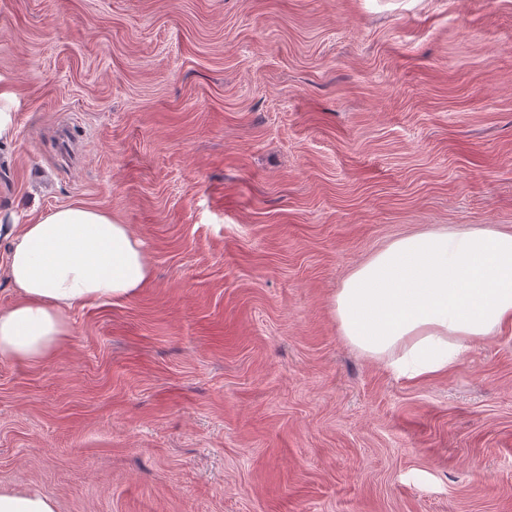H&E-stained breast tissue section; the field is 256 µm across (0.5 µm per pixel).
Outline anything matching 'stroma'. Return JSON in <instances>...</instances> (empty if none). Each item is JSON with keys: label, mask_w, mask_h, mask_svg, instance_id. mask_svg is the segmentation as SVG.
<instances>
[{"label": "stroma", "mask_w": 512, "mask_h": 512, "mask_svg": "<svg viewBox=\"0 0 512 512\" xmlns=\"http://www.w3.org/2000/svg\"><path fill=\"white\" fill-rule=\"evenodd\" d=\"M7 231L80 203L150 282L0 360V489L55 512H512V327L447 373L341 335L345 276L512 230V0H0Z\"/></svg>", "instance_id": "obj_1"}]
</instances>
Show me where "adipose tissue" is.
Listing matches in <instances>:
<instances>
[{
  "label": "adipose tissue",
  "mask_w": 512,
  "mask_h": 512,
  "mask_svg": "<svg viewBox=\"0 0 512 512\" xmlns=\"http://www.w3.org/2000/svg\"><path fill=\"white\" fill-rule=\"evenodd\" d=\"M0 308V359L38 363L88 300H123L151 278L140 241L103 210L57 208L13 225ZM350 344L412 376L443 373L470 343L512 326V231L439 227L400 237L352 271L333 297Z\"/></svg>",
  "instance_id": "adipose-tissue-1"
}]
</instances>
